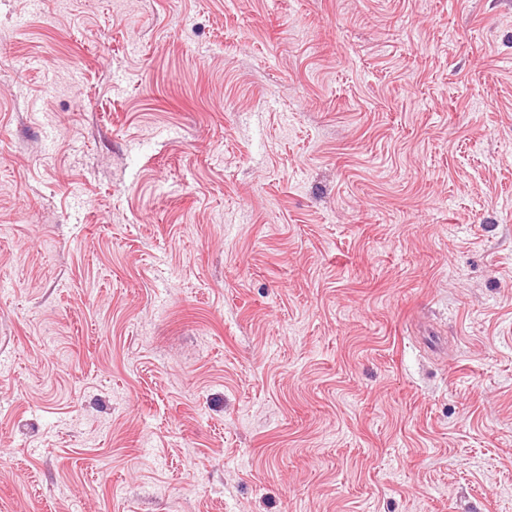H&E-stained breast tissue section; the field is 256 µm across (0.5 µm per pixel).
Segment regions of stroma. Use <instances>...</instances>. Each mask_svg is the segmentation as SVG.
Masks as SVG:
<instances>
[{
	"mask_svg": "<svg viewBox=\"0 0 512 512\" xmlns=\"http://www.w3.org/2000/svg\"><path fill=\"white\" fill-rule=\"evenodd\" d=\"M0 512H512V0H0Z\"/></svg>",
	"mask_w": 512,
	"mask_h": 512,
	"instance_id": "obj_1",
	"label": "stroma"
}]
</instances>
